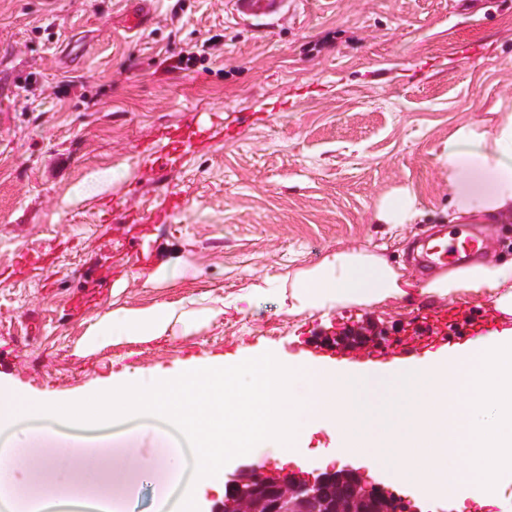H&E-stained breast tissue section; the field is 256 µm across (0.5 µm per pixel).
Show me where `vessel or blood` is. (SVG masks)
Returning a JSON list of instances; mask_svg holds the SVG:
<instances>
[{"mask_svg":"<svg viewBox=\"0 0 512 512\" xmlns=\"http://www.w3.org/2000/svg\"><path fill=\"white\" fill-rule=\"evenodd\" d=\"M238 18L245 21L272 18L287 12L289 0H232ZM422 254L418 263L420 273L431 270L454 269L467 258L486 256L488 238L482 231L460 227L441 236L421 239ZM504 316L494 308L466 307L459 304L423 307L409 336L396 344L394 353L398 363L414 359L420 346L445 336L447 331L471 337L490 334L505 327Z\"/></svg>","mask_w":512,"mask_h":512,"instance_id":"1","label":"vessel or blood"}]
</instances>
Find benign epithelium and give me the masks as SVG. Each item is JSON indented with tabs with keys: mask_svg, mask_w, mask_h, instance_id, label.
<instances>
[{
	"mask_svg": "<svg viewBox=\"0 0 512 512\" xmlns=\"http://www.w3.org/2000/svg\"><path fill=\"white\" fill-rule=\"evenodd\" d=\"M354 481L357 497H377L392 502L390 493L365 483L360 470L345 467L341 472L326 468L312 479H303L292 473L267 474L262 467L249 464L241 466L227 482V494L212 505V512H288V502L306 504L321 495L324 485L336 477Z\"/></svg>",
	"mask_w": 512,
	"mask_h": 512,
	"instance_id": "obj_1",
	"label": "benign epithelium"
}]
</instances>
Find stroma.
<instances>
[{
    "instance_id": "stroma-1",
    "label": "stroma",
    "mask_w": 512,
    "mask_h": 512,
    "mask_svg": "<svg viewBox=\"0 0 512 512\" xmlns=\"http://www.w3.org/2000/svg\"><path fill=\"white\" fill-rule=\"evenodd\" d=\"M155 2L134 27L131 0H0V387L66 398L135 367L384 358L439 297L300 315L268 298L189 336L73 349L115 308L230 299L345 246L415 268L418 238L448 223L449 134L512 102V0H297L257 21L230 0ZM213 36L220 57L169 67ZM160 130L193 144L154 170L142 149ZM101 167L111 189L84 198ZM403 186L421 220L374 223L378 198ZM173 194L182 208L154 222ZM163 264L179 277L146 282ZM363 478L411 512H512L421 498L384 468ZM114 179L112 168H98L83 179L80 191L87 198L101 196L112 187Z\"/></svg>"
}]
</instances>
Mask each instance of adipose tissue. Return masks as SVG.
<instances>
[{"label": "adipose tissue", "instance_id": "adipose-tissue-1", "mask_svg": "<svg viewBox=\"0 0 512 512\" xmlns=\"http://www.w3.org/2000/svg\"><path fill=\"white\" fill-rule=\"evenodd\" d=\"M492 120L469 121L449 135L439 157L448 170V219L498 218L512 213V107L494 105ZM422 216L416 193L401 187L376 204L374 221L400 226ZM449 296L459 292L490 294L501 312L512 314V260L478 263L416 284L405 266L366 249L341 248L320 263L299 271L287 286L272 289L263 281L233 300L200 301L184 297L141 308L119 307L92 323L77 351L107 345L145 344L222 321L228 309L276 294L288 313L368 307L415 292ZM250 376L262 401L254 413L235 414L232 386ZM388 388L398 396L424 389L428 399L405 409L402 430L386 442L404 462L395 479L427 498L453 496L498 503L512 494V329L476 337L465 350L445 352L403 368L341 369L330 365L286 363L266 356L230 367L202 363L174 375L143 370L127 381L109 383L72 400L46 396L27 401L22 415L0 410V512H43L62 505L65 496L92 492L96 512H188L204 478L222 463L212 441L228 448H270L278 461L297 460L301 442L317 425L343 427L335 455H366L359 422L367 413V395ZM308 392L307 411L291 399ZM148 416L179 430L194 461L190 477L172 488L159 482L177 472L180 450H165L157 437L146 455L139 439L114 422ZM104 424L113 452L90 449L87 438L71 427ZM50 443L63 448L62 459L38 460L30 448ZM35 483L33 495L20 496L15 477ZM153 487L148 508L133 493L135 482Z\"/></svg>", "mask_w": 512, "mask_h": 512}]
</instances>
